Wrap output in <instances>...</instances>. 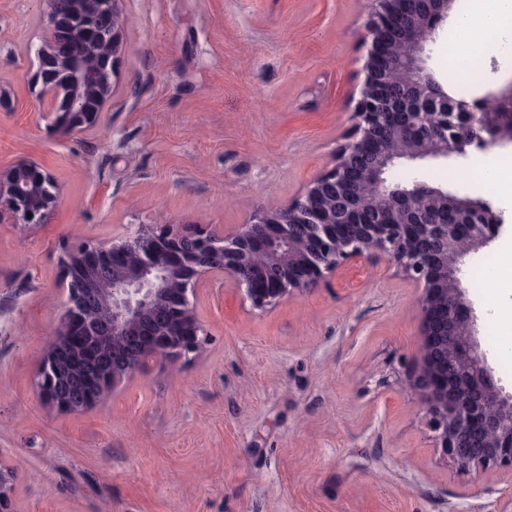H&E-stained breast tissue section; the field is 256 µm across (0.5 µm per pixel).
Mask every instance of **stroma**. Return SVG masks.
Returning a JSON list of instances; mask_svg holds the SVG:
<instances>
[{"instance_id":"35a3bbf8","label":"stroma","mask_w":512,"mask_h":512,"mask_svg":"<svg viewBox=\"0 0 512 512\" xmlns=\"http://www.w3.org/2000/svg\"><path fill=\"white\" fill-rule=\"evenodd\" d=\"M130 49L102 129L62 136L33 114L37 0H0V165L30 158L64 200L52 223L0 224V467L18 512H512V469L460 472L405 389L417 366L418 290L385 257L254 309L207 277L192 296L207 342L152 363L79 415L37 387L65 311L64 244L142 224L217 233L287 206L350 140L366 73L370 0H125ZM512 143L408 166L419 180L500 202L469 179ZM501 235L467 257L479 334L512 265Z\"/></svg>"}]
</instances>
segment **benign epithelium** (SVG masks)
Listing matches in <instances>:
<instances>
[{"label":"benign epithelium","instance_id":"1","mask_svg":"<svg viewBox=\"0 0 512 512\" xmlns=\"http://www.w3.org/2000/svg\"><path fill=\"white\" fill-rule=\"evenodd\" d=\"M124 0H39L40 84L32 107L64 133L105 124L125 53ZM451 0H374L366 78L352 139L294 202L260 211L223 235L148 224L107 243L63 252L67 306L42 356L37 386L51 408L80 414L157 360L199 351L206 333L189 295L222 276L256 309L316 286L343 263L383 255L415 284L422 327L411 390L443 454L464 471L512 468V392L493 374L462 286L465 259L503 229L483 201L415 181L390 186L384 164L448 161L499 144L488 108L512 81L471 99L448 96L427 49ZM410 44L405 63L392 58ZM402 81L404 96L392 91ZM62 187L30 159L0 166V224L52 223ZM0 512H17L0 469Z\"/></svg>","mask_w":512,"mask_h":512}]
</instances>
